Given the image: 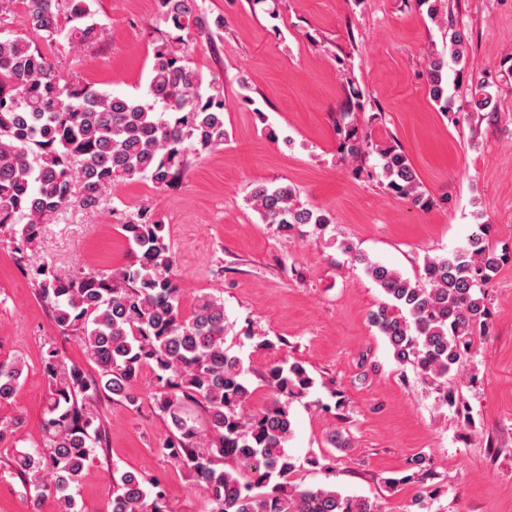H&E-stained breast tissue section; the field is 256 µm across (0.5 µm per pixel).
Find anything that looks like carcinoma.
<instances>
[{"instance_id": "cac0c4a2", "label": "carcinoma", "mask_w": 512, "mask_h": 512, "mask_svg": "<svg viewBox=\"0 0 512 512\" xmlns=\"http://www.w3.org/2000/svg\"><path fill=\"white\" fill-rule=\"evenodd\" d=\"M62 1L72 22L67 29L59 24ZM156 3L158 23L176 35L155 54L145 99L72 81L33 41L0 38V237L8 236L20 261L37 246L42 224L62 207L77 203L94 209L107 188L129 180L167 187L190 157L224 144V86L206 79L184 54L194 32L206 26L201 6L198 0ZM22 4L29 27L48 43L63 38L81 45L104 36L90 0ZM450 62L461 75L467 63L461 30H448V57L429 61V95L444 112L451 107ZM472 104L496 109L489 83L479 84ZM336 129L344 157L363 164L377 153L384 189L416 206L428 205L399 146L373 147L350 123ZM295 197L288 184L256 183L249 201L262 223L281 232L297 224L330 223ZM121 228L137 250V264L126 269L63 276L47 263L23 268L37 280L54 323L82 336L98 369L90 376L53 343L44 353L45 443L13 455L14 473L33 504L50 495L58 512H82L74 490L96 449L105 446L97 398L105 392L137 403L138 381L148 367L157 380L152 405L167 427L160 452L204 491L209 512H380L368 498L293 481L297 464L287 450L289 405L307 395L315 379L298 361L274 360L266 371L269 402L256 414L246 413L254 389L249 368L224 347V302L203 293L184 314L164 225L141 211ZM491 231L490 224L478 225L464 247L427 259L414 280L345 248L365 264L386 297L371 321L394 359L434 382L448 378L473 337L484 331L489 316L484 288L512 259L492 245ZM22 373L21 361L0 360V402L15 395ZM112 483L107 512H167L161 482L115 467Z\"/></svg>"}]
</instances>
